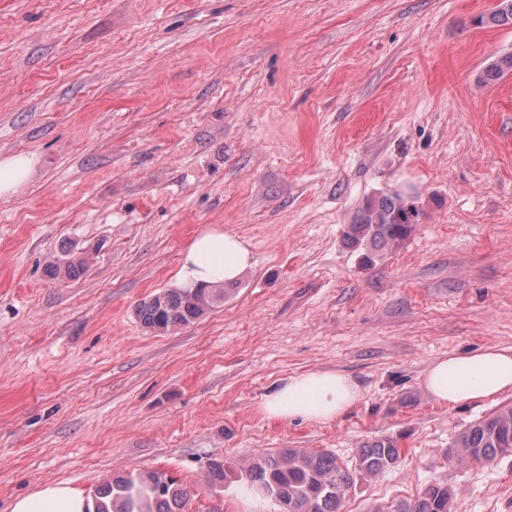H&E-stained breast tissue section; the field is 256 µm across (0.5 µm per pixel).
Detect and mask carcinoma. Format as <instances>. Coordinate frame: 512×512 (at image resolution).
I'll use <instances>...</instances> for the list:
<instances>
[{
    "label": "carcinoma",
    "instance_id": "obj_1",
    "mask_svg": "<svg viewBox=\"0 0 512 512\" xmlns=\"http://www.w3.org/2000/svg\"><path fill=\"white\" fill-rule=\"evenodd\" d=\"M491 26H512V0H500L495 11L480 18ZM512 72V54L491 63L485 80L495 81ZM423 215L416 200L398 193L366 201L352 224L345 226L343 240L366 264L401 247ZM85 269L83 258L68 251L49 265L53 278L74 280ZM222 285L161 292L139 303L136 316L155 331L168 332L195 323L224 301ZM512 451V405L484 416L454 439L448 454L470 466H486ZM401 461L397 439L381 437L359 448L356 466L378 475ZM248 489L269 493L281 512H342L354 483L352 470L336 455L304 448H278L255 456L244 470ZM454 490L432 483L420 494L373 512H452ZM190 491L160 471L114 475L94 494V512H187Z\"/></svg>",
    "mask_w": 512,
    "mask_h": 512
}]
</instances>
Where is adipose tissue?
Segmentation results:
<instances>
[{"mask_svg":"<svg viewBox=\"0 0 512 512\" xmlns=\"http://www.w3.org/2000/svg\"><path fill=\"white\" fill-rule=\"evenodd\" d=\"M252 265L249 246L223 228L211 227L194 236L186 248L175 284L195 288L202 284L237 280ZM423 385L437 402L458 405L512 391V348H486L436 360ZM360 396L359 385L334 371L308 372L290 377L262 404L270 419L330 421ZM10 512H93L85 494L64 484H51L15 499Z\"/></svg>","mask_w":512,"mask_h":512,"instance_id":"ef3b65f1","label":"adipose tissue"}]
</instances>
